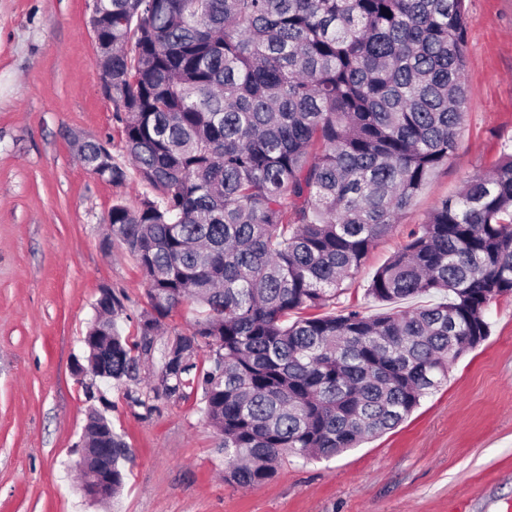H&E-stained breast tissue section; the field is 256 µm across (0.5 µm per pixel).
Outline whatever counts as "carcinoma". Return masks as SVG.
Returning <instances> with one entry per match:
<instances>
[{"instance_id":"1","label":"carcinoma","mask_w":512,"mask_h":512,"mask_svg":"<svg viewBox=\"0 0 512 512\" xmlns=\"http://www.w3.org/2000/svg\"><path fill=\"white\" fill-rule=\"evenodd\" d=\"M90 16L139 182L112 205V237L137 259L150 310L123 334L124 299H101L87 369L200 396L222 439L224 477L271 479L285 453L329 460L397 427L490 335L512 294V148L443 200L369 282L394 303L368 316L336 303L343 282L448 165L467 105L464 0H107ZM99 178L124 164L79 148ZM199 307L173 341L160 323ZM295 320H290L291 315ZM208 352L209 367L196 361ZM112 449L116 498L131 451L97 410L85 453Z\"/></svg>"}]
</instances>
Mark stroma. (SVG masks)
I'll return each mask as SVG.
<instances>
[{
    "instance_id": "obj_1",
    "label": "stroma",
    "mask_w": 512,
    "mask_h": 512,
    "mask_svg": "<svg viewBox=\"0 0 512 512\" xmlns=\"http://www.w3.org/2000/svg\"><path fill=\"white\" fill-rule=\"evenodd\" d=\"M468 103L458 146L365 263L337 309L368 315L378 268L444 199L512 142V0H466ZM88 0H0V512H507L512 506V295L487 311V340L395 429L330 460L284 456L272 479H224L219 438L196 398L137 389L153 413L108 392L133 452L121 494L88 499L78 463L93 406L75 370L100 286L125 297L124 333L150 307L135 257L107 242L112 205L137 180H99L75 138L125 159L120 114L102 91Z\"/></svg>"
}]
</instances>
